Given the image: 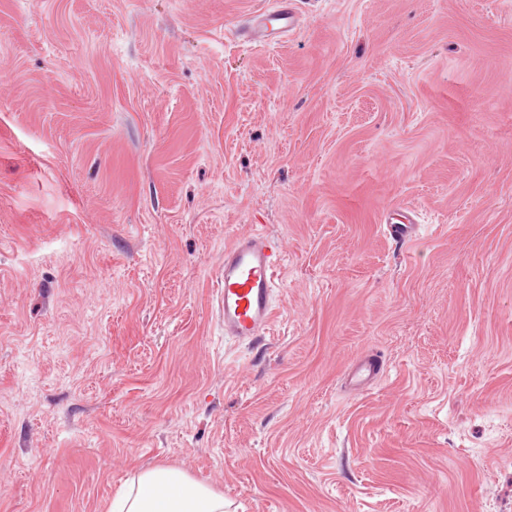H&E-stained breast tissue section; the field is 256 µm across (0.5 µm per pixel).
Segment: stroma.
<instances>
[{
  "label": "stroma",
  "mask_w": 512,
  "mask_h": 512,
  "mask_svg": "<svg viewBox=\"0 0 512 512\" xmlns=\"http://www.w3.org/2000/svg\"><path fill=\"white\" fill-rule=\"evenodd\" d=\"M268 2L0 0V512L155 465L224 512H512V0H299L240 42ZM251 228L285 258L240 345ZM297 0H274L267 9H259L238 24L235 36L255 46L277 44L300 24ZM384 223L387 235L402 246L413 240L418 229L416 213L407 206L389 209ZM284 255L282 244L259 229L238 233L224 245L220 312L225 337L250 345L268 334ZM384 364L376 351L366 352L356 358L344 374V380L353 394L367 391L383 377Z\"/></svg>",
  "instance_id": "obj_1"
}]
</instances>
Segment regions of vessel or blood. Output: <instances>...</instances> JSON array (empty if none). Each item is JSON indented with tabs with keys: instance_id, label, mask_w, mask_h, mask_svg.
<instances>
[{
	"instance_id": "1",
	"label": "vessel or blood",
	"mask_w": 512,
	"mask_h": 512,
	"mask_svg": "<svg viewBox=\"0 0 512 512\" xmlns=\"http://www.w3.org/2000/svg\"><path fill=\"white\" fill-rule=\"evenodd\" d=\"M300 21L296 0H273L270 8L257 10L238 24L235 35L256 46L272 45L286 39ZM384 222L387 235L401 245L413 240L418 229L416 213L407 206L389 209ZM284 255L282 244L259 229L238 233L225 244L220 293L225 337L249 345L267 335L277 309L276 279ZM383 373L381 355L371 351L354 360L344 380L351 393L360 394Z\"/></svg>"
}]
</instances>
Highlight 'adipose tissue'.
I'll return each mask as SVG.
<instances>
[{"mask_svg": "<svg viewBox=\"0 0 512 512\" xmlns=\"http://www.w3.org/2000/svg\"><path fill=\"white\" fill-rule=\"evenodd\" d=\"M108 512H224V494L168 466L137 470Z\"/></svg>", "mask_w": 512, "mask_h": 512, "instance_id": "ef3b65f1", "label": "adipose tissue"}]
</instances>
